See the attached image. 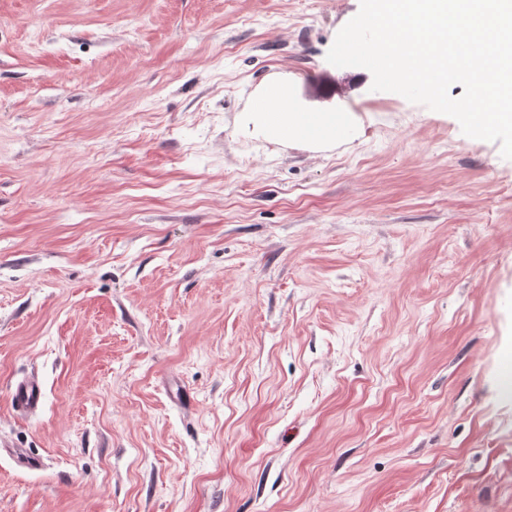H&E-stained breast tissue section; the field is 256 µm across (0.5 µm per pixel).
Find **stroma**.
I'll list each match as a JSON object with an SVG mask.
<instances>
[{"label":"stroma","mask_w":512,"mask_h":512,"mask_svg":"<svg viewBox=\"0 0 512 512\" xmlns=\"http://www.w3.org/2000/svg\"><path fill=\"white\" fill-rule=\"evenodd\" d=\"M359 7L0 0V512H512V160ZM274 112H254L258 114L259 125L253 126L268 138L289 136L302 128V121L311 120L317 124L319 129L333 130L336 128V121L344 123L343 115H336L335 112H296L290 104L288 87L284 84L272 86L264 95ZM42 401V388L34 379H28L16 384L12 390V404L22 415L34 413Z\"/></svg>","instance_id":"stroma-1"}]
</instances>
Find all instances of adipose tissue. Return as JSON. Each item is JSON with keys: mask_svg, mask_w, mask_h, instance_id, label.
Here are the masks:
<instances>
[{"mask_svg": "<svg viewBox=\"0 0 512 512\" xmlns=\"http://www.w3.org/2000/svg\"><path fill=\"white\" fill-rule=\"evenodd\" d=\"M270 108L259 112V132L268 138L283 137L298 132L303 121L310 120L323 130L336 127L337 115L333 112H297L290 104V95L286 85L272 86L265 95Z\"/></svg>", "mask_w": 512, "mask_h": 512, "instance_id": "1", "label": "adipose tissue"}]
</instances>
